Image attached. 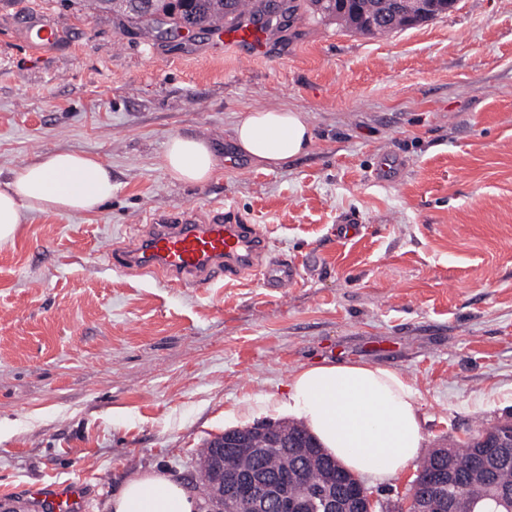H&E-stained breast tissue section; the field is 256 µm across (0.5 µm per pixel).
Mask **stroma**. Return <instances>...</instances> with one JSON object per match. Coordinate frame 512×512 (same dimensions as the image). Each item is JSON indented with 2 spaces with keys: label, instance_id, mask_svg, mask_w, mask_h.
Here are the masks:
<instances>
[{
  "label": "stroma",
  "instance_id": "35a3bbf8",
  "mask_svg": "<svg viewBox=\"0 0 512 512\" xmlns=\"http://www.w3.org/2000/svg\"><path fill=\"white\" fill-rule=\"evenodd\" d=\"M294 3L281 56L240 61L207 57L199 35L148 39L85 0H0V181L44 151L112 167L98 213L34 215L0 246L1 502L32 512V487L79 481L85 512H106L151 469L195 492L198 448L287 419L266 398L327 362L410 378L427 449L512 419V0H459L379 37ZM28 10L56 44L23 42ZM278 107L306 112L314 143L262 170L228 134ZM174 134L214 144L211 180L158 167ZM218 209L260 225L296 285L113 267L147 215ZM347 220L355 234L337 235Z\"/></svg>",
  "mask_w": 512,
  "mask_h": 512
}]
</instances>
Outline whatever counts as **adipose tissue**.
I'll use <instances>...</instances> for the list:
<instances>
[{
	"mask_svg": "<svg viewBox=\"0 0 512 512\" xmlns=\"http://www.w3.org/2000/svg\"><path fill=\"white\" fill-rule=\"evenodd\" d=\"M236 153L266 169L306 154L313 144L307 113L262 109L229 133ZM220 164L211 141L171 136L159 165L182 184L211 179ZM112 198V169L91 154L48 151L11 169L0 182V243L14 239L32 214L97 213ZM419 392L401 373L352 362L325 363L296 372L288 392L272 405L295 413L324 450L347 470L383 482L418 454L423 441ZM110 512H196V498L156 470L131 476L108 502Z\"/></svg>",
	"mask_w": 512,
	"mask_h": 512,
	"instance_id": "obj_1",
	"label": "adipose tissue"
}]
</instances>
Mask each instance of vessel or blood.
<instances>
[{"mask_svg":"<svg viewBox=\"0 0 512 512\" xmlns=\"http://www.w3.org/2000/svg\"><path fill=\"white\" fill-rule=\"evenodd\" d=\"M287 20V14L282 12L259 15L240 6L231 19L212 25L207 40L212 48L232 52L241 60L263 58L272 54ZM22 31L24 39L35 47L55 44L60 38L56 26L33 13L23 18ZM147 222V233L112 250L114 267L173 281L188 276L201 286L237 278L255 269L261 270L265 283L272 288H288L297 282L296 266L265 262L269 242L259 225L220 213L208 219L151 215ZM45 506L48 512H78L79 486L58 485Z\"/></svg>","mask_w":512,"mask_h":512,"instance_id":"b4317fda","label":"vessel or blood"}]
</instances>
